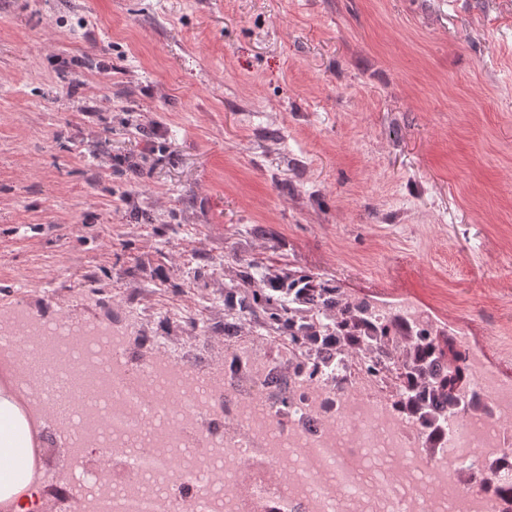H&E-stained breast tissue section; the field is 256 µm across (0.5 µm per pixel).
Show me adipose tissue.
I'll use <instances>...</instances> for the list:
<instances>
[{
    "mask_svg": "<svg viewBox=\"0 0 512 512\" xmlns=\"http://www.w3.org/2000/svg\"><path fill=\"white\" fill-rule=\"evenodd\" d=\"M34 464L30 436L19 409L8 400L0 401V498L24 494Z\"/></svg>",
    "mask_w": 512,
    "mask_h": 512,
    "instance_id": "1",
    "label": "adipose tissue"
}]
</instances>
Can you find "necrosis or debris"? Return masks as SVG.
Returning a JSON list of instances; mask_svg holds the SVG:
<instances>
[{"label":"necrosis or debris","instance_id":"4bbe7bcc","mask_svg":"<svg viewBox=\"0 0 512 512\" xmlns=\"http://www.w3.org/2000/svg\"><path fill=\"white\" fill-rule=\"evenodd\" d=\"M399 315L401 346L433 326L412 304H376L375 323ZM130 327L65 328L20 303L0 312V386L29 406L35 453L72 375L90 390L70 409L67 472L35 466L26 512H52L47 487H79L83 512H512L496 497L512 458V379L465 349L463 400L478 411L434 441L406 406L387 364L315 341L289 352L262 329L224 336V360L208 364L145 337L153 355L132 357ZM55 349L41 374L24 357ZM95 457L101 469L85 467Z\"/></svg>","mask_w":512,"mask_h":512}]
</instances>
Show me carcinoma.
Wrapping results in <instances>:
<instances>
[{
  "label": "carcinoma",
  "instance_id": "carcinoma-1",
  "mask_svg": "<svg viewBox=\"0 0 512 512\" xmlns=\"http://www.w3.org/2000/svg\"><path fill=\"white\" fill-rule=\"evenodd\" d=\"M238 265L236 278L224 285V302L236 311L237 320L249 319L265 329L270 336H285L298 346L310 337H362L364 314L370 301L346 298L348 319L328 324L343 298L334 282L283 268L274 276L259 274L250 259L234 257ZM396 328L389 322L365 336L369 348L386 344L395 336ZM392 371L407 384L403 395L414 411L422 414L428 404L426 393L448 400V412L465 411L459 406L455 392L467 383L460 364L459 345L453 337L440 333H423L418 338L416 353L403 362L390 361Z\"/></svg>",
  "mask_w": 512,
  "mask_h": 512
}]
</instances>
